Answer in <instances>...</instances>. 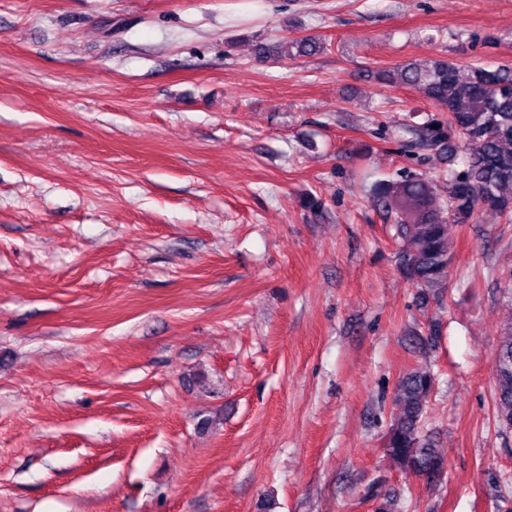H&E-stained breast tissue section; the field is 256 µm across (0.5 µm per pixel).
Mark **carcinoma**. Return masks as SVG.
Listing matches in <instances>:
<instances>
[{
    "label": "carcinoma",
    "mask_w": 512,
    "mask_h": 512,
    "mask_svg": "<svg viewBox=\"0 0 512 512\" xmlns=\"http://www.w3.org/2000/svg\"><path fill=\"white\" fill-rule=\"evenodd\" d=\"M395 85L420 87L448 121L435 119L416 134V144L434 149L451 135L463 142L462 169L448 176L447 194L422 176L381 180L373 199L393 221L403 243L400 264L411 284L436 291L453 258L452 229L471 224L480 212L512 218V67L463 66L439 59L429 66L400 64L380 74ZM494 405L500 427L512 430V320L501 330L495 353ZM435 385L429 369L406 373L394 389L397 412L385 454L403 473L437 482L447 462L424 432Z\"/></svg>",
    "instance_id": "1"
}]
</instances>
